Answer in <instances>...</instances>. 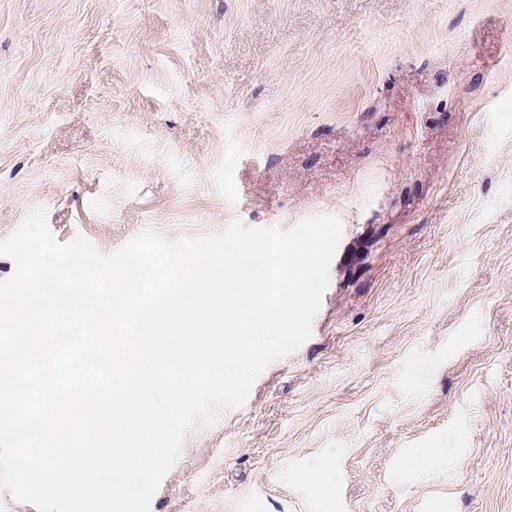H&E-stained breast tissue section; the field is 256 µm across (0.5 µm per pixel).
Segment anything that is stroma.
Returning a JSON list of instances; mask_svg holds the SVG:
<instances>
[{
    "label": "stroma",
    "instance_id": "stroma-1",
    "mask_svg": "<svg viewBox=\"0 0 512 512\" xmlns=\"http://www.w3.org/2000/svg\"><path fill=\"white\" fill-rule=\"evenodd\" d=\"M39 206L104 255L341 222L150 512H512V0H0V241Z\"/></svg>",
    "mask_w": 512,
    "mask_h": 512
}]
</instances>
